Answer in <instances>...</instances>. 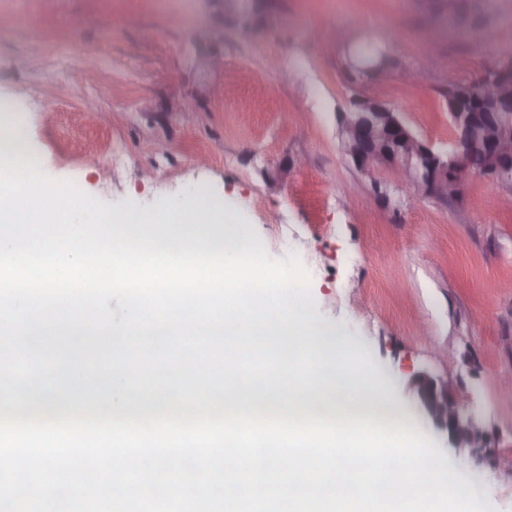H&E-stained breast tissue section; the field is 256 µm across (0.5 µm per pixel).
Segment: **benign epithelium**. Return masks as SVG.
Wrapping results in <instances>:
<instances>
[{"instance_id":"obj_1","label":"benign epithelium","mask_w":512,"mask_h":512,"mask_svg":"<svg viewBox=\"0 0 512 512\" xmlns=\"http://www.w3.org/2000/svg\"><path fill=\"white\" fill-rule=\"evenodd\" d=\"M356 112H340L337 127L342 152L368 174L380 165L396 169L399 181L417 193L436 198H460L469 179L478 174L509 192L498 201L512 204V62L500 60L485 69L451 99L452 137L441 150L421 139L396 108L362 98ZM479 151L484 166L473 171L469 156ZM426 419L447 434L448 448L457 456L482 459L490 447L478 417L463 413L448 380L427 372L406 385Z\"/></svg>"}]
</instances>
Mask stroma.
<instances>
[{
  "label": "stroma",
  "instance_id": "35a3bbf8",
  "mask_svg": "<svg viewBox=\"0 0 512 512\" xmlns=\"http://www.w3.org/2000/svg\"><path fill=\"white\" fill-rule=\"evenodd\" d=\"M445 0H0V97L23 109L37 168L121 213L211 200L276 261L297 253L296 303L388 389L394 425L426 438L488 512H512V472L454 455L407 394L448 379L512 457V206L487 179L423 197L394 170L341 152L354 93L394 106L418 136H451L448 84L512 54V0L494 42L441 26ZM389 40L391 77L354 89L334 33Z\"/></svg>",
  "mask_w": 512,
  "mask_h": 512
}]
</instances>
